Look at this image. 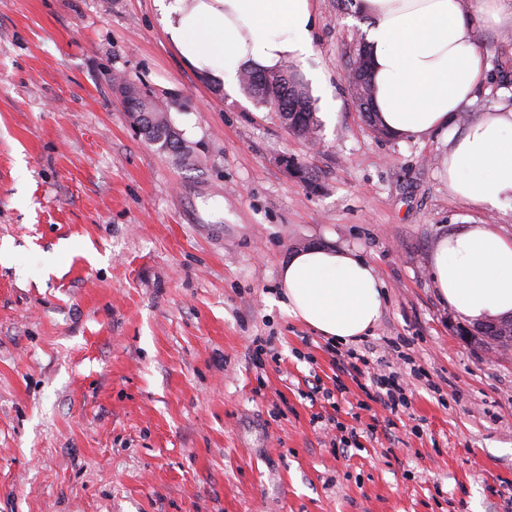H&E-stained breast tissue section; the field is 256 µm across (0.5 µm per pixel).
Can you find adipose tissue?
<instances>
[{
	"label": "adipose tissue",
	"mask_w": 512,
	"mask_h": 512,
	"mask_svg": "<svg viewBox=\"0 0 512 512\" xmlns=\"http://www.w3.org/2000/svg\"><path fill=\"white\" fill-rule=\"evenodd\" d=\"M158 23L200 79L229 94L247 71L275 72L313 51V0H154ZM363 19L374 105L397 136L447 133L485 81L477 23L512 27V0H354ZM448 191L484 209L512 199V107L472 123L448 150ZM444 303L483 323L512 315V239L485 224L441 238L431 253ZM282 307L340 342L365 335L383 307L375 270L353 251H296L280 271Z\"/></svg>",
	"instance_id": "1"
}]
</instances>
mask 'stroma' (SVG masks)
<instances>
[{
    "instance_id": "35a3bbf8",
    "label": "stroma",
    "mask_w": 512,
    "mask_h": 512,
    "mask_svg": "<svg viewBox=\"0 0 512 512\" xmlns=\"http://www.w3.org/2000/svg\"><path fill=\"white\" fill-rule=\"evenodd\" d=\"M353 0H314L333 115L294 136L248 95L203 83L153 0H0V512H512V350L441 302L431 252L466 224L448 142L377 137L347 81ZM488 73L456 132L512 106V28L479 26ZM121 74L190 129L207 163L159 153ZM315 176L308 185L286 160ZM345 247L384 292L367 339L423 377L405 412L276 300L297 250ZM277 360L253 365L256 337ZM319 379L331 400L308 397ZM356 428L341 456L313 424Z\"/></svg>"
}]
</instances>
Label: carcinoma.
<instances>
[{"mask_svg":"<svg viewBox=\"0 0 512 512\" xmlns=\"http://www.w3.org/2000/svg\"><path fill=\"white\" fill-rule=\"evenodd\" d=\"M349 82L355 91L358 108L368 125L377 133L388 135L386 129L379 123L374 107L370 62L366 47L363 45L359 46L352 61ZM241 85L246 94L275 112L288 131L301 137H315L318 119L314 101L308 88L293 69L287 66L271 74L245 72L241 76ZM126 106L129 110L140 108L155 113V123L144 136L147 143L181 161L195 166L203 164L196 144L184 138L183 133L174 126L167 109L151 101L144 102L137 96L128 97ZM475 338L496 349H512V315L477 325Z\"/></svg>","mask_w":512,"mask_h":512,"instance_id":"1","label":"carcinoma"}]
</instances>
